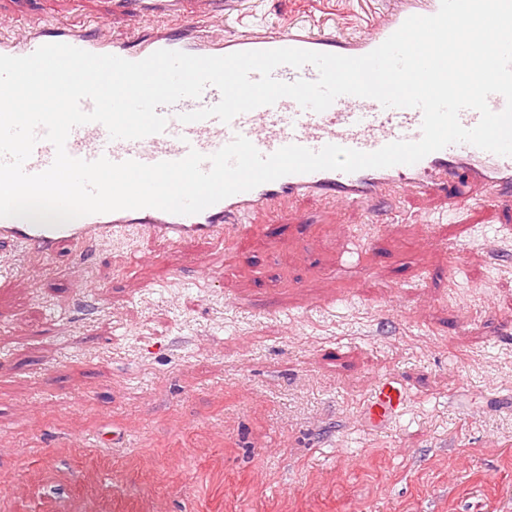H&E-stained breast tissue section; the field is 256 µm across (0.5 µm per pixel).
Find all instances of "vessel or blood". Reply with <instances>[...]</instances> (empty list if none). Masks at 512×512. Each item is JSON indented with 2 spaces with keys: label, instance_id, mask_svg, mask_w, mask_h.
<instances>
[{
  "label": "vessel or blood",
  "instance_id": "obj_1",
  "mask_svg": "<svg viewBox=\"0 0 512 512\" xmlns=\"http://www.w3.org/2000/svg\"><path fill=\"white\" fill-rule=\"evenodd\" d=\"M125 9L132 36L110 39L96 28L73 26L56 19L41 27L16 31L0 39V55L27 56L40 46L68 44L94 54H112L140 61L159 50L181 51L197 56H223L240 51L277 48L332 53L348 57L368 54L411 16H430L440 0H395L392 9L363 26L358 35L347 36L329 18H320L317 30L299 23L243 35L225 34L224 16L236 0H117ZM273 76L282 82L314 81L319 73L307 64L299 68L277 67ZM221 98L216 87H206L200 98H185L160 107L167 120L164 132L137 140L110 139L106 127L92 122L75 127L66 142L67 153L93 161L107 157L114 162L136 160L145 164L175 161L189 150L211 155L235 136L249 139L262 155L289 144L317 151L335 144L373 152L386 144L416 141L421 137L422 113L416 108H386L378 101L345 95L322 112L301 108L284 97L224 123L215 118L182 123L180 114L215 105ZM55 158L54 146L39 140L24 165L27 173L46 170ZM478 187L483 199L498 209L512 210V156L497 155L469 144H454L425 156L412 165L363 169L352 173L323 170L289 174L275 181L235 194L194 215L171 214L154 208L119 210L87 215L60 226H47L21 218H0V242L10 245L11 262L44 264L62 247L83 255L102 240L137 233L163 244L207 240L235 242L248 229L245 217L262 212L278 216L303 198L363 208L379 219L382 204L411 194L453 193L457 208L470 207V187ZM409 399L395 377L374 382L363 410L369 426L386 427L398 419Z\"/></svg>",
  "mask_w": 512,
  "mask_h": 512
}]
</instances>
